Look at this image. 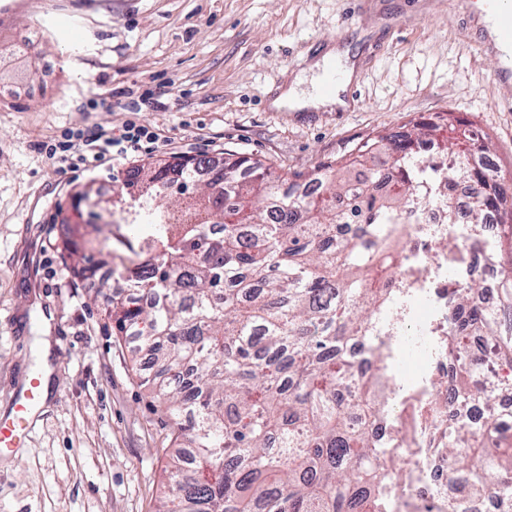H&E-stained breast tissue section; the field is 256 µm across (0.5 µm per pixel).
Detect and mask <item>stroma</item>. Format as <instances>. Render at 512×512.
Segmentation results:
<instances>
[{
	"instance_id": "stroma-1",
	"label": "stroma",
	"mask_w": 512,
	"mask_h": 512,
	"mask_svg": "<svg viewBox=\"0 0 512 512\" xmlns=\"http://www.w3.org/2000/svg\"><path fill=\"white\" fill-rule=\"evenodd\" d=\"M478 0H0V417L33 374L51 317V392L22 452L0 465V512H155L168 485L167 417L144 382L154 369L115 335L104 300L74 274L66 235L76 195L110 199L129 171L225 151L272 175L307 173L370 134L452 114L481 131L512 177V112L498 106L499 60L470 38ZM350 48L357 98L334 112L270 100L330 45ZM43 73L31 92L16 71ZM151 126L158 145L73 171L44 144L67 131Z\"/></svg>"
}]
</instances>
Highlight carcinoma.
Masks as SVG:
<instances>
[{"label":"carcinoma","mask_w":512,"mask_h":512,"mask_svg":"<svg viewBox=\"0 0 512 512\" xmlns=\"http://www.w3.org/2000/svg\"><path fill=\"white\" fill-rule=\"evenodd\" d=\"M446 127L437 115L403 139L366 137L305 177L322 183L317 200L284 193L296 181L230 153L182 221L163 205L165 190L193 187L204 161L137 169L132 177L150 186L128 224L144 231L108 240L95 256L64 242L78 273L117 259L127 286L150 299L135 306L106 281L95 289L116 335L136 337L161 368L148 385L173 422V452L158 512H394L395 453L350 416L364 406L388 420L390 347L373 328L395 295V227L408 202H435L446 172L484 177L464 163L444 171L415 161L414 142ZM487 149L486 136L471 131L448 157ZM507 196L499 183L467 218L448 210L444 248L456 262L448 349L457 358L448 383L458 402L478 398L487 414L478 432L448 424L437 447L472 493L494 488L512 512V434L497 409L512 377L487 381L467 353L468 338L482 335L487 353L512 365V326L502 328L512 316V271L500 279L499 308H479L484 285L458 264L466 239L457 228L504 210Z\"/></svg>","instance_id":"cac0c4a2"}]
</instances>
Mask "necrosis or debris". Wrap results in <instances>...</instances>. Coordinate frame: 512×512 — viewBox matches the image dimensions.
Segmentation results:
<instances>
[{
  "instance_id": "1",
  "label": "necrosis or debris",
  "mask_w": 512,
  "mask_h": 512,
  "mask_svg": "<svg viewBox=\"0 0 512 512\" xmlns=\"http://www.w3.org/2000/svg\"><path fill=\"white\" fill-rule=\"evenodd\" d=\"M491 188L490 180H449L440 200L422 209L407 212L408 247L395 272L404 288L391 317L375 324L379 336H413L425 342L423 355L432 373L447 375L454 364L445 338L448 334V252L441 243L448 237V211H467L472 200ZM408 400L429 402L436 409L435 429L447 428L449 420L464 419L472 426L483 422L478 404L458 407L447 386H418L409 391ZM434 431L421 428L404 431L399 445L404 466L398 473L401 490L411 501L437 503L454 498L460 512H502L495 491L472 494L466 483L448 471V459L432 449Z\"/></svg>"
}]
</instances>
